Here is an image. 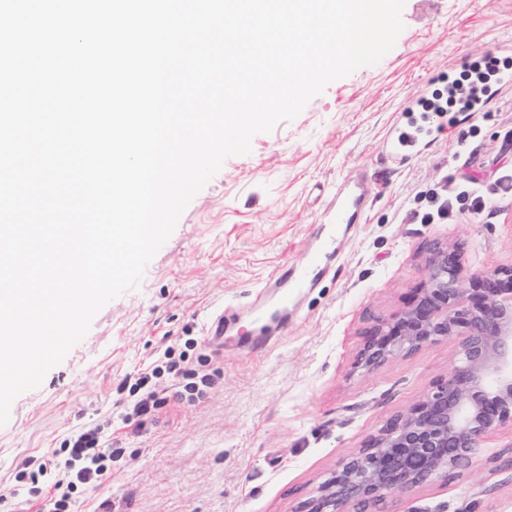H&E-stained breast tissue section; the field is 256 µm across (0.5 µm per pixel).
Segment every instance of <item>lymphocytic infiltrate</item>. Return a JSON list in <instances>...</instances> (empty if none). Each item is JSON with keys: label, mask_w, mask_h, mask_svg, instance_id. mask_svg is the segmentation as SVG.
<instances>
[{"label": "lymphocytic infiltrate", "mask_w": 512, "mask_h": 512, "mask_svg": "<svg viewBox=\"0 0 512 512\" xmlns=\"http://www.w3.org/2000/svg\"><path fill=\"white\" fill-rule=\"evenodd\" d=\"M494 56L484 58L485 68L476 73H463L461 78L451 83L446 93L436 100L424 103L426 111L444 112L455 107L467 111L474 102L488 95ZM468 204L471 211L485 210L484 195L475 189H462L456 192L440 189L432 192L418 219L423 224L450 217L456 205ZM185 355L176 354L174 348H166L162 357L143 368L139 378L131 385L130 410L122 418L124 427L139 430L145 420L160 409L166 402L156 381L170 375L178 379L182 388L181 396L189 402L203 399L214 379L207 373L208 360L199 356L197 366L185 363ZM121 437H109L100 427L94 426L74 433L66 440L63 448L44 455L39 460L26 461L22 470L15 476L12 494H27L31 503L37 504L40 512H70L72 495L80 489H95L112 473V460L117 456V446Z\"/></svg>", "instance_id": "f902f5d3"}]
</instances>
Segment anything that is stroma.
Instances as JSON below:
<instances>
[{"instance_id":"35a3bbf8","label":"stroma","mask_w":512,"mask_h":512,"mask_svg":"<svg viewBox=\"0 0 512 512\" xmlns=\"http://www.w3.org/2000/svg\"><path fill=\"white\" fill-rule=\"evenodd\" d=\"M402 20L381 62L331 82L294 120L255 134L249 154L226 158L140 287L107 304L41 386L13 402L0 426V488L24 461L116 414L123 382L177 341L195 340L190 357H211L213 388L146 419L124 439L111 480L75 493L72 512H299L340 461L446 375L455 336L369 373L353 362L365 331L423 283L425 244L460 243L473 273L512 268V196L495 192L512 165V86L468 130H441L405 164L384 142L433 73L512 45V0H406ZM360 175L372 193L326 274L278 318L259 317L258 305H275L258 302L263 281L305 261L337 183ZM470 177L490 201L484 212L414 223L419 198ZM218 310L242 335L200 344ZM511 443L502 428L471 466L393 494L386 512H512V470L497 458Z\"/></svg>"}]
</instances>
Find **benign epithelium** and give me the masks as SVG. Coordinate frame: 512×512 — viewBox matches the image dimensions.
Listing matches in <instances>:
<instances>
[{
    "instance_id": "obj_1",
    "label": "benign epithelium",
    "mask_w": 512,
    "mask_h": 512,
    "mask_svg": "<svg viewBox=\"0 0 512 512\" xmlns=\"http://www.w3.org/2000/svg\"><path fill=\"white\" fill-rule=\"evenodd\" d=\"M426 278L411 304L366 332L354 361L371 371L449 336L458 361L408 410L390 417L341 461L301 512H384L395 492L469 466L483 443L512 423V270L466 276L459 248H423Z\"/></svg>"
}]
</instances>
